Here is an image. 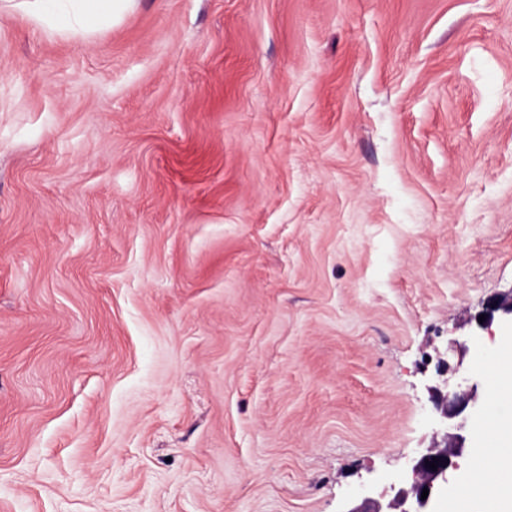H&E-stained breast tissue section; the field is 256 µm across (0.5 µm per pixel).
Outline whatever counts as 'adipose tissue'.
<instances>
[{
    "mask_svg": "<svg viewBox=\"0 0 512 512\" xmlns=\"http://www.w3.org/2000/svg\"><path fill=\"white\" fill-rule=\"evenodd\" d=\"M132 0H21L28 21L46 31L83 30L98 27L106 18L125 9ZM483 443L497 461L485 470L475 461L470 479L460 497L481 503L484 512H512V422L498 420L494 428L483 429Z\"/></svg>",
    "mask_w": 512,
    "mask_h": 512,
    "instance_id": "obj_1",
    "label": "adipose tissue"
}]
</instances>
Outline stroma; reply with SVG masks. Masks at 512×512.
Returning <instances> with one entry per match:
<instances>
[{
  "label": "stroma",
  "mask_w": 512,
  "mask_h": 512,
  "mask_svg": "<svg viewBox=\"0 0 512 512\" xmlns=\"http://www.w3.org/2000/svg\"><path fill=\"white\" fill-rule=\"evenodd\" d=\"M512 0L0 11V512H347L512 351ZM24 16L46 31H91L133 0H21ZM67 2V5L64 4Z\"/></svg>",
  "instance_id": "1"
}]
</instances>
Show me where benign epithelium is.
Instances as JSON below:
<instances>
[{"label": "benign epithelium", "mask_w": 512, "mask_h": 512, "mask_svg": "<svg viewBox=\"0 0 512 512\" xmlns=\"http://www.w3.org/2000/svg\"><path fill=\"white\" fill-rule=\"evenodd\" d=\"M496 312L512 316V294L497 295L487 302L485 321L481 326L489 327ZM477 389V382L473 381L471 374L465 373L456 379L454 390L446 393L435 390V407L440 414L441 424L446 428L444 446L428 448L420 453L411 466V483L397 480L398 489L388 504V510H382L379 502L365 491L361 503L348 512H432L430 507L442 484L448 482V474L458 468L457 458L465 452H471V448L465 446V438L459 431L471 427L473 416L478 410ZM433 461L437 462L435 471L429 467V463ZM425 488L429 493L423 500L421 494Z\"/></svg>", "instance_id": "benign-epithelium-1"}]
</instances>
